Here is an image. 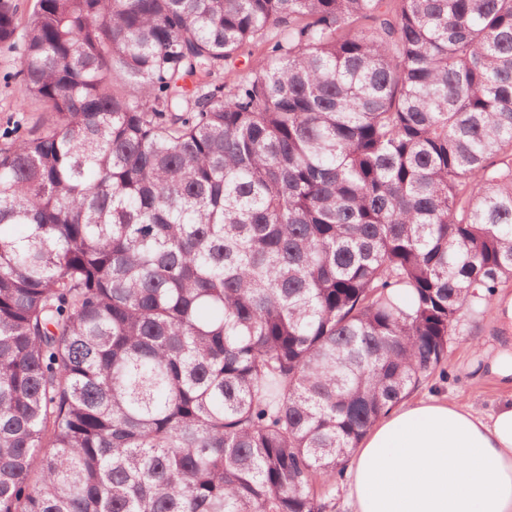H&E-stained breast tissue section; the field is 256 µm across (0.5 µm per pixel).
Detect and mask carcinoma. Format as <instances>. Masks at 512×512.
Instances as JSON below:
<instances>
[{"label":"carcinoma","instance_id":"1","mask_svg":"<svg viewBox=\"0 0 512 512\" xmlns=\"http://www.w3.org/2000/svg\"><path fill=\"white\" fill-rule=\"evenodd\" d=\"M0 47L56 114L0 148V512H325L512 278V0H0Z\"/></svg>","mask_w":512,"mask_h":512}]
</instances>
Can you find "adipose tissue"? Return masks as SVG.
Instances as JSON below:
<instances>
[{"instance_id":"obj_1","label":"adipose tissue","mask_w":512,"mask_h":512,"mask_svg":"<svg viewBox=\"0 0 512 512\" xmlns=\"http://www.w3.org/2000/svg\"><path fill=\"white\" fill-rule=\"evenodd\" d=\"M348 496L352 512H512V397L488 415L401 405L360 442Z\"/></svg>"}]
</instances>
